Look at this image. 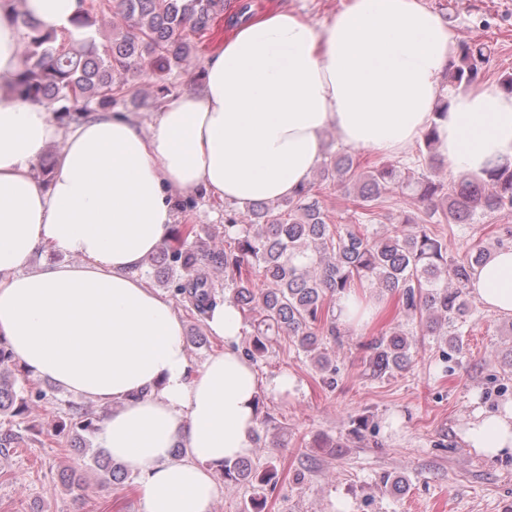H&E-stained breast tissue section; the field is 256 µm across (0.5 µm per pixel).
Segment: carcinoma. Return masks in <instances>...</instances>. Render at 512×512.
Wrapping results in <instances>:
<instances>
[{
	"instance_id": "1",
	"label": "carcinoma",
	"mask_w": 512,
	"mask_h": 512,
	"mask_svg": "<svg viewBox=\"0 0 512 512\" xmlns=\"http://www.w3.org/2000/svg\"><path fill=\"white\" fill-rule=\"evenodd\" d=\"M18 27L24 33L18 95L25 101L50 107L58 121L72 120L92 112L108 111L118 99L129 94L114 78L126 79L148 67L164 73L173 67L190 65L192 46L186 31L208 33L224 13V0H99L84 5L75 22L80 29L96 24L94 12H108L119 18V32L103 48L87 35L76 37L40 29L24 9L25 0H6ZM487 60L486 47L464 41L449 75L458 86L478 82ZM322 180H333L345 192H355L357 210L352 223L330 224L306 185L288 198L284 208L256 203L242 215L224 211V242L232 246L217 251L204 245L187 246L194 228L173 229L166 242L150 258L170 271L167 282L176 296L187 299L200 316L216 302L215 286L200 273L210 265L224 270L233 299L247 310L260 308L255 338L246 355L263 356L262 336L269 330H286L297 346L319 369L336 373L324 343L326 336H341L331 304L338 295L367 283L397 303L407 317L416 318L431 336L459 355L464 345L458 339L469 310V285L474 267L492 249L512 246V165L494 164L486 177H463L443 183L424 172L398 170L392 166L359 170L351 155L338 151L327 157L319 171ZM406 189L421 204L415 215L405 214L382 237L368 231L364 219L374 215L376 202L386 193ZM498 215L499 236L493 247L477 245L465 254H448L443 238L431 231L432 224H474L486 215ZM258 272L263 287L253 280ZM409 333L393 326L363 344V364L376 379L388 378L410 364ZM17 361L0 339V414L23 412L41 391L24 393L5 372ZM75 431L92 433L99 418L87 407L73 403L68 412ZM95 463L112 478L124 479L127 471L111 458L95 457ZM271 467L253 472L241 459L224 465L222 479L253 482L257 492L248 512H267L264 487L276 480Z\"/></svg>"
}]
</instances>
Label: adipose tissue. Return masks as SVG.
I'll use <instances>...</instances> for the list:
<instances>
[{"label":"adipose tissue","instance_id":"1","mask_svg":"<svg viewBox=\"0 0 512 512\" xmlns=\"http://www.w3.org/2000/svg\"><path fill=\"white\" fill-rule=\"evenodd\" d=\"M42 30H72L80 0H25ZM22 30L0 9V337L35 375L111 407L101 448L135 476L144 512H208L224 463L249 456L263 383L238 342L240 308L207 315L224 342L192 365L172 299L141 274L176 221L175 195L237 208L279 201L318 167L327 129L353 151L398 155L435 131L454 170L512 162V94L445 93L457 43L423 0H347L326 24L274 10L236 25L200 90L169 97L148 127L123 112L59 126L19 98ZM445 115H437L441 101ZM62 142L49 184L31 168ZM66 262L31 268L42 249ZM470 292L512 316V247L476 267ZM464 439L512 455V402L476 408ZM186 456L173 461L175 444Z\"/></svg>","mask_w":512,"mask_h":512}]
</instances>
